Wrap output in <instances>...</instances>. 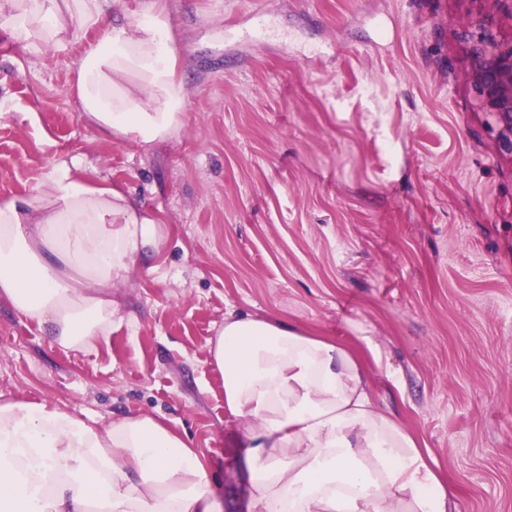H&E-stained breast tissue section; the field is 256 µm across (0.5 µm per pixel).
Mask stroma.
I'll return each instance as SVG.
<instances>
[{
    "label": "stroma",
    "instance_id": "35a3bbf8",
    "mask_svg": "<svg viewBox=\"0 0 512 512\" xmlns=\"http://www.w3.org/2000/svg\"><path fill=\"white\" fill-rule=\"evenodd\" d=\"M184 127L146 151L82 116L97 33L33 54L0 11V201L79 159L164 229L110 335L55 344L0 300V401L166 418L245 512L238 418L208 341L229 314L345 343L428 448L454 512H512V153L463 34L482 0H161Z\"/></svg>",
    "mask_w": 512,
    "mask_h": 512
}]
</instances>
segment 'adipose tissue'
<instances>
[{
  "mask_svg": "<svg viewBox=\"0 0 512 512\" xmlns=\"http://www.w3.org/2000/svg\"><path fill=\"white\" fill-rule=\"evenodd\" d=\"M10 35L62 51L70 29L96 30L77 71L83 116L143 146L184 125L168 11L147 0L127 25L122 0H8ZM152 212L119 185L53 169L0 203V299L61 347L110 335L115 283L157 247ZM224 405L242 422L249 512H448L428 450L374 399L347 346L283 321L232 315L208 342ZM0 512H222L196 449L166 422L102 424L57 406L0 402Z\"/></svg>",
  "mask_w": 512,
  "mask_h": 512,
  "instance_id": "1",
  "label": "adipose tissue"
}]
</instances>
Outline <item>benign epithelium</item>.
<instances>
[{
  "label": "benign epithelium",
  "mask_w": 512,
  "mask_h": 512,
  "mask_svg": "<svg viewBox=\"0 0 512 512\" xmlns=\"http://www.w3.org/2000/svg\"><path fill=\"white\" fill-rule=\"evenodd\" d=\"M488 14L470 26L477 29L468 49L470 80L481 108L492 116L499 129V138L512 150V39L500 40L491 27V15L512 19V0H484Z\"/></svg>",
  "instance_id": "obj_1"
}]
</instances>
